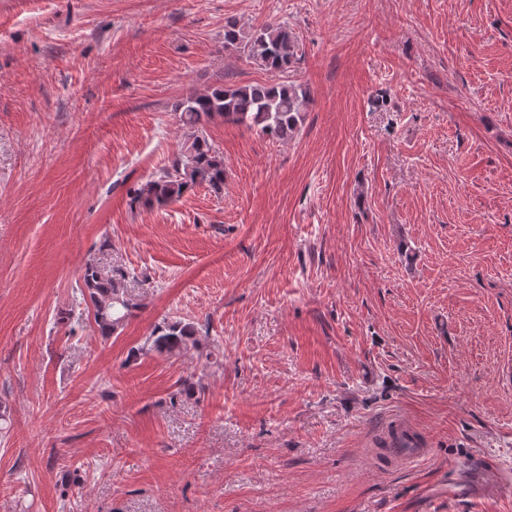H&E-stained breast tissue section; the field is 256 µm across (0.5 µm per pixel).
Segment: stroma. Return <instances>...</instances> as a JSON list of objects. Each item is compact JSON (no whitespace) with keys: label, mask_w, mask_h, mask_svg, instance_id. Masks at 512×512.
Returning <instances> with one entry per match:
<instances>
[{"label":"stroma","mask_w":512,"mask_h":512,"mask_svg":"<svg viewBox=\"0 0 512 512\" xmlns=\"http://www.w3.org/2000/svg\"><path fill=\"white\" fill-rule=\"evenodd\" d=\"M229 19L296 33L303 123L213 122L223 191L133 204L181 98L267 80ZM165 320L198 347L142 352ZM508 364L512 0H0V512H512L441 491L461 458L512 484ZM110 250L111 242L104 241L98 253L82 266L79 275L81 295L90 301L100 336L105 337L122 329L137 308L128 291L132 282L129 273L104 258ZM388 446L396 450L409 448L408 452H396L394 455L399 462L410 465L425 459L429 448H422L416 436L412 423L403 416L393 418L388 424Z\"/></svg>","instance_id":"1"}]
</instances>
